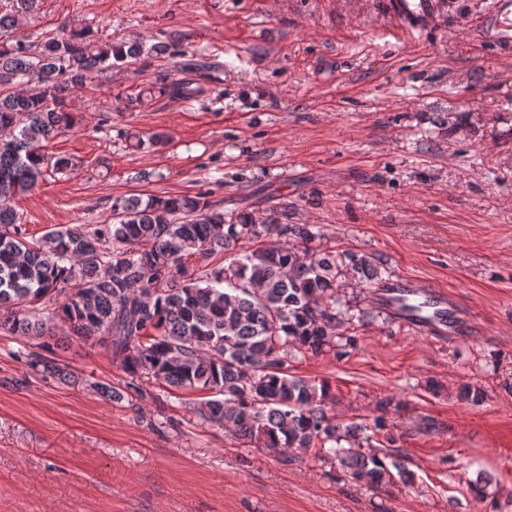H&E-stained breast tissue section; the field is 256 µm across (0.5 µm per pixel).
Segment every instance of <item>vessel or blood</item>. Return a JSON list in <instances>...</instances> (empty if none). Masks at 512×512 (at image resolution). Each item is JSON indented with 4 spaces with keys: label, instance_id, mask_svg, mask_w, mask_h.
Masks as SVG:
<instances>
[{
    "label": "vessel or blood",
    "instance_id": "b4317fda",
    "mask_svg": "<svg viewBox=\"0 0 512 512\" xmlns=\"http://www.w3.org/2000/svg\"><path fill=\"white\" fill-rule=\"evenodd\" d=\"M372 304L390 320L432 342L463 339L475 318L455 297L416 277L381 282L371 293Z\"/></svg>",
    "mask_w": 512,
    "mask_h": 512
}]
</instances>
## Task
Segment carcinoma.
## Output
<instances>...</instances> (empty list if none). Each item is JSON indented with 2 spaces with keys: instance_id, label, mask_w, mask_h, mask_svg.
<instances>
[{
  "instance_id": "1",
  "label": "carcinoma",
  "mask_w": 512,
  "mask_h": 512,
  "mask_svg": "<svg viewBox=\"0 0 512 512\" xmlns=\"http://www.w3.org/2000/svg\"><path fill=\"white\" fill-rule=\"evenodd\" d=\"M8 4L0 10V326L34 340L30 366L76 381L51 357L65 345L43 321L55 302L76 338L103 346L133 378L200 395L196 415L233 439L285 461L316 448L372 488L394 471L409 477L401 457L364 451L366 426L336 423L326 385L291 372L295 353L339 349V328L363 321L336 288L343 275L381 280L372 257L313 246L320 234L312 224L288 223L286 205L262 219L226 217L202 194L126 199L112 204L110 222L28 239L10 199L71 165L47 151L75 126L67 97L115 64L139 59L142 45H97L88 30H63L34 50L9 31L39 0ZM228 252V264L207 263ZM400 406L378 401L373 428L385 430L389 409Z\"/></svg>"
}]
</instances>
